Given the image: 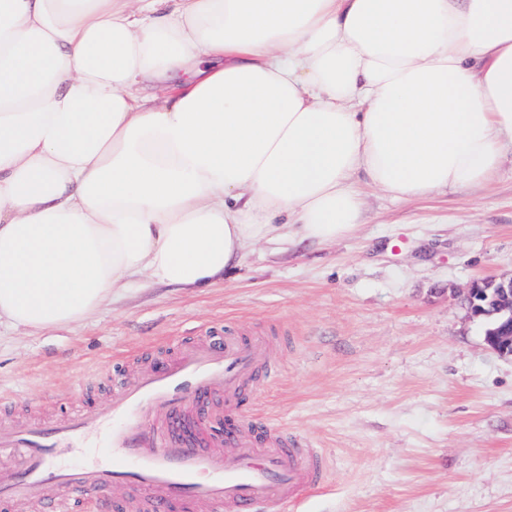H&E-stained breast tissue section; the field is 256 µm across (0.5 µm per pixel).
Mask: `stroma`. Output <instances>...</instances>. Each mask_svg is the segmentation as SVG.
<instances>
[{
	"instance_id": "obj_1",
	"label": "stroma",
	"mask_w": 512,
	"mask_h": 512,
	"mask_svg": "<svg viewBox=\"0 0 512 512\" xmlns=\"http://www.w3.org/2000/svg\"><path fill=\"white\" fill-rule=\"evenodd\" d=\"M358 229L250 246L221 285L140 277L93 318L0 329V432L102 403L167 345L272 330L279 379L248 414L319 448L323 486L285 512H512V360L454 290L512 273V154L488 187L400 201L367 187Z\"/></svg>"
}]
</instances>
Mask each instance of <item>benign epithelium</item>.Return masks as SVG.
I'll return each instance as SVG.
<instances>
[{
	"label": "benign epithelium",
	"mask_w": 512,
	"mask_h": 512,
	"mask_svg": "<svg viewBox=\"0 0 512 512\" xmlns=\"http://www.w3.org/2000/svg\"><path fill=\"white\" fill-rule=\"evenodd\" d=\"M464 299L472 316L483 313L498 316L495 327L485 334L486 344L498 355L512 358V275L491 276L474 281L467 288Z\"/></svg>",
	"instance_id": "7a95c632"
}]
</instances>
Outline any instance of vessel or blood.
Wrapping results in <instances>:
<instances>
[{
  "label": "vessel or blood",
  "mask_w": 512,
  "mask_h": 512,
  "mask_svg": "<svg viewBox=\"0 0 512 512\" xmlns=\"http://www.w3.org/2000/svg\"><path fill=\"white\" fill-rule=\"evenodd\" d=\"M268 342L209 329L200 344L144 366L105 407L0 435V507L74 512L87 489L126 483L134 493L112 502V512H283L322 485L326 467L318 449L277 429L255 433L242 412L247 394L278 378L275 361L262 355ZM224 416L234 426L215 437L209 425ZM100 431L111 450L105 461L57 463L58 449ZM229 452L236 466H226ZM49 484L60 494L48 502Z\"/></svg>",
  "instance_id": "b4317fda"
}]
</instances>
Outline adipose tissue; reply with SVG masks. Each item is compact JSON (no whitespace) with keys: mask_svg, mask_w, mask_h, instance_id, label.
<instances>
[{"mask_svg":"<svg viewBox=\"0 0 512 512\" xmlns=\"http://www.w3.org/2000/svg\"><path fill=\"white\" fill-rule=\"evenodd\" d=\"M512 0H0V326L205 289L264 239L491 183Z\"/></svg>","mask_w":512,"mask_h":512,"instance_id":"1","label":"adipose tissue"}]
</instances>
